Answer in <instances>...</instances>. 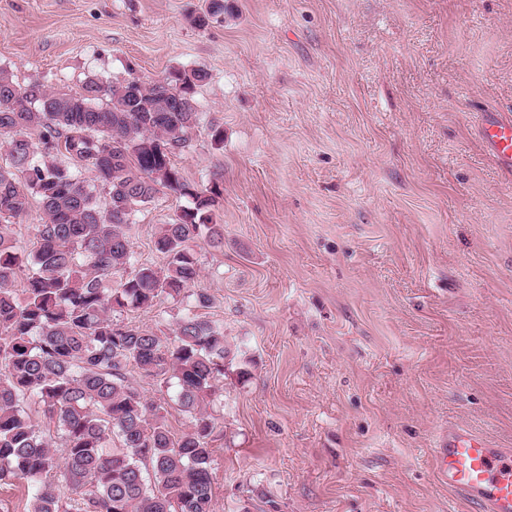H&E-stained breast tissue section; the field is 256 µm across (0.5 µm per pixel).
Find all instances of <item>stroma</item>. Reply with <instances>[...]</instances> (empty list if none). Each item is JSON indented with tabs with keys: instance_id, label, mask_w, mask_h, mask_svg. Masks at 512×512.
Segmentation results:
<instances>
[{
	"instance_id": "stroma-1",
	"label": "stroma",
	"mask_w": 512,
	"mask_h": 512,
	"mask_svg": "<svg viewBox=\"0 0 512 512\" xmlns=\"http://www.w3.org/2000/svg\"><path fill=\"white\" fill-rule=\"evenodd\" d=\"M224 4L201 28L205 0H0L20 83L209 73L174 163L222 190L224 246L197 247L230 350L214 512H479L433 450L451 427L512 448V175L475 126L512 114V0ZM179 205L140 207L139 262ZM184 308L121 319L168 334ZM129 377L186 431L174 389Z\"/></svg>"
}]
</instances>
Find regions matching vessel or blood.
<instances>
[{"instance_id":"1","label":"vessel or blood","mask_w":512,"mask_h":512,"mask_svg":"<svg viewBox=\"0 0 512 512\" xmlns=\"http://www.w3.org/2000/svg\"><path fill=\"white\" fill-rule=\"evenodd\" d=\"M479 139L496 164L512 171V117L488 114ZM438 473L450 490L485 512H512V451L494 448L483 438L458 429L436 449Z\"/></svg>"}]
</instances>
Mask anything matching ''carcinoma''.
<instances>
[{
  "mask_svg": "<svg viewBox=\"0 0 512 512\" xmlns=\"http://www.w3.org/2000/svg\"><path fill=\"white\" fill-rule=\"evenodd\" d=\"M223 14L224 0H208L197 25ZM164 79L179 97L155 81L96 75L61 93L0 70V484L30 483V512H214L207 407L229 357L224 327L188 313L170 338L114 320L163 297L211 302L197 287L193 244L223 243L213 222L222 191L187 182L173 162L198 124L195 95L208 72L174 68ZM60 155L94 173L104 203ZM161 186L188 204L155 237L158 268L138 263L129 231L136 207ZM33 199L44 221L23 258L11 225ZM131 366L173 382L187 432L172 435L162 406L128 380ZM31 403L54 432L32 422Z\"/></svg>",
  "mask_w": 512,
  "mask_h": 512,
  "instance_id": "carcinoma-1",
  "label": "carcinoma"
}]
</instances>
